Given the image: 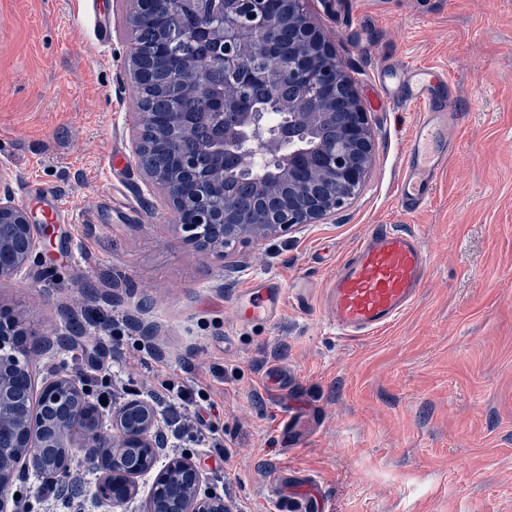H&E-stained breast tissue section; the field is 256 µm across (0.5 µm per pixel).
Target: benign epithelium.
Returning a JSON list of instances; mask_svg holds the SVG:
<instances>
[{
  "label": "benign epithelium",
  "instance_id": "7a95c632",
  "mask_svg": "<svg viewBox=\"0 0 512 512\" xmlns=\"http://www.w3.org/2000/svg\"><path fill=\"white\" fill-rule=\"evenodd\" d=\"M260 26L244 22L236 8L237 0H224L219 19L226 52L199 63L193 82L206 88L217 73L234 74L240 64L271 52L278 22L286 20L294 28L288 51L279 52L263 74V82L272 98L260 112H237L233 124L207 125L199 130L202 154L189 160L175 156L178 167L197 177L190 196L181 191V182L168 170L153 166L148 151H167L168 144L157 139L158 127L168 117H178L184 128L191 127V116L179 111L182 82H177L169 97L170 115L140 112L132 134L131 161L147 176L148 182L166 193L178 215L185 239L216 253L245 240L265 241L305 224H318L342 208L364 186L373 157L374 144L367 113L357 91L336 58L326 36L309 20L308 0H278L280 15H269L268 0H249ZM135 80L152 84L161 70L171 68L169 51L145 55L130 49ZM296 88L283 103L278 96L283 80ZM343 105L348 119L341 124L336 143L320 147L317 154L304 147L307 134L318 129L332 116L330 108ZM277 142L276 158L280 174L288 177V198H267L261 220L252 221L231 201H220L223 181L209 172L213 162L225 165L226 159L249 157L250 167L268 165L266 141L260 131ZM49 235L47 224H35L28 211L15 201L6 177L0 175V279L19 275L38 249L36 230ZM27 332L16 320L0 311V512H7L16 480L30 472L41 478H56L58 468L45 463L46 447L69 448L78 439L79 447L103 478L94 484L91 495L111 504L129 499L135 479L150 473L159 460L156 416L141 400L127 402L114 413L89 400L81 380L70 374L56 373L40 392L42 411L24 410L23 396L32 394L28 370ZM139 417L138 426L128 433L113 435L128 415ZM121 448H139L140 456L151 461L143 469L120 455ZM182 474V487H174L167 496L173 512H228L224 497L201 491L203 475L186 459H170L153 478L148 504L169 484L175 470Z\"/></svg>",
  "mask_w": 512,
  "mask_h": 512
}]
</instances>
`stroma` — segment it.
I'll list each match as a JSON object with an SVG mask.
<instances>
[{
  "instance_id": "35a3bbf8",
  "label": "stroma",
  "mask_w": 512,
  "mask_h": 512,
  "mask_svg": "<svg viewBox=\"0 0 512 512\" xmlns=\"http://www.w3.org/2000/svg\"><path fill=\"white\" fill-rule=\"evenodd\" d=\"M111 21L100 43L94 10ZM312 22L351 76L374 141L359 195L320 224L225 255L184 239L163 190L129 157L133 0H0V174L93 207L54 224L0 310L49 339L32 347L41 392L53 371L133 394L190 375L210 387L223 450L182 442L202 489L231 512H512V0H309ZM447 69L459 141L428 203L400 211L396 184L419 116L378 104L383 62ZM120 152L125 163L112 171ZM417 234L429 258L415 304L372 336L337 335L324 292L373 224ZM282 288L272 323L242 324L253 283ZM132 321L161 361L113 332ZM111 351L92 371L85 352ZM281 372L286 383L268 387Z\"/></svg>"
}]
</instances>
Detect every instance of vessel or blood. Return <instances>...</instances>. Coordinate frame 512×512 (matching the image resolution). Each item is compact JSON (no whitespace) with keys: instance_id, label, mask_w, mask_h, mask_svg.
I'll return each mask as SVG.
<instances>
[{"instance_id":"1","label":"vessel or blood","mask_w":512,"mask_h":512,"mask_svg":"<svg viewBox=\"0 0 512 512\" xmlns=\"http://www.w3.org/2000/svg\"><path fill=\"white\" fill-rule=\"evenodd\" d=\"M376 82L382 89V103L422 108L399 167L397 203L401 211L411 214L429 201L448 163L447 153L433 152V144L455 137L443 94L448 72L388 63L378 71ZM426 270L427 254L415 233L392 224L370 226L327 283L330 322L344 336L380 332L413 305L424 286ZM284 300L280 288L264 287L240 309V319L245 323L272 321Z\"/></svg>"}]
</instances>
